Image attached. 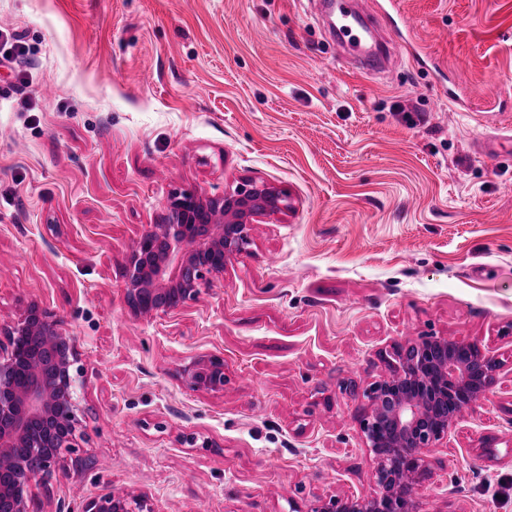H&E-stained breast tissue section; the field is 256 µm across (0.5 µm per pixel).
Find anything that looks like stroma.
I'll return each instance as SVG.
<instances>
[{"instance_id": "stroma-1", "label": "stroma", "mask_w": 512, "mask_h": 512, "mask_svg": "<svg viewBox=\"0 0 512 512\" xmlns=\"http://www.w3.org/2000/svg\"><path fill=\"white\" fill-rule=\"evenodd\" d=\"M424 39L354 73L307 0H0V325L31 301L77 338L82 433L40 512L108 491L155 512H307L373 490L360 389L423 335L501 363L428 454L418 512H512V0H401ZM26 72L20 82L18 72ZM464 102L452 112L443 95ZM420 112L412 127L404 113ZM286 190L183 309L125 303L172 191ZM224 359V388L183 369ZM185 380L193 391L217 392L224 388V359L201 356L184 369Z\"/></svg>"}]
</instances>
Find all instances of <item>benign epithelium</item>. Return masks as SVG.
I'll return each mask as SVG.
<instances>
[{
  "mask_svg": "<svg viewBox=\"0 0 512 512\" xmlns=\"http://www.w3.org/2000/svg\"><path fill=\"white\" fill-rule=\"evenodd\" d=\"M291 208L288 192L246 179L222 196L174 191L158 223L142 233L127 257L125 302L140 317L184 307L224 276L230 260L251 243V224ZM0 512H38L31 493L38 473L15 453L43 460L42 474L62 467L76 451L83 385L76 337L53 313L32 301L0 327ZM388 374L366 387L369 411L359 420L373 455L374 491L331 498L307 512H417L400 495L418 484L435 448L459 425L462 411L487 398L496 384L497 359L473 342L421 336L382 356ZM193 391L224 389V359L201 356L184 369ZM82 512H155L144 494H104Z\"/></svg>",
  "mask_w": 512,
  "mask_h": 512,
  "instance_id": "obj_1",
  "label": "benign epithelium"
}]
</instances>
